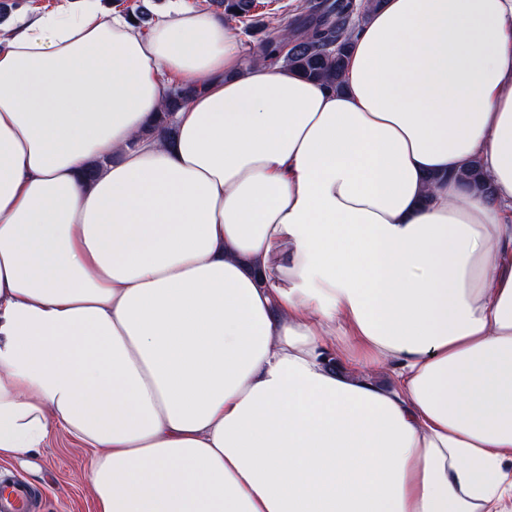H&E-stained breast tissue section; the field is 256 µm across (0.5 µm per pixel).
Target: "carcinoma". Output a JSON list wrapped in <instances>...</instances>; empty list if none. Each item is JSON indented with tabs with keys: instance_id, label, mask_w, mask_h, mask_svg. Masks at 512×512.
<instances>
[{
	"instance_id": "cac0c4a2",
	"label": "carcinoma",
	"mask_w": 512,
	"mask_h": 512,
	"mask_svg": "<svg viewBox=\"0 0 512 512\" xmlns=\"http://www.w3.org/2000/svg\"><path fill=\"white\" fill-rule=\"evenodd\" d=\"M221 8L227 20L244 21L253 17L258 0H213ZM381 0H332L320 8L318 21L302 27L285 26L279 21L262 24L265 36L262 40V57L273 64L298 71L308 77L326 81L338 89L340 78L347 63V49L353 32L375 10ZM288 35L289 48H283V35ZM190 93L188 88H176L171 102L163 111L159 124L169 125L171 112L175 111Z\"/></svg>"
}]
</instances>
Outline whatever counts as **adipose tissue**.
I'll return each instance as SVG.
<instances>
[{
    "label": "adipose tissue",
    "mask_w": 512,
    "mask_h": 512,
    "mask_svg": "<svg viewBox=\"0 0 512 512\" xmlns=\"http://www.w3.org/2000/svg\"><path fill=\"white\" fill-rule=\"evenodd\" d=\"M61 433L96 512H512V0H382L335 91L204 6L1 21L0 459Z\"/></svg>",
    "instance_id": "adipose-tissue-1"
}]
</instances>
